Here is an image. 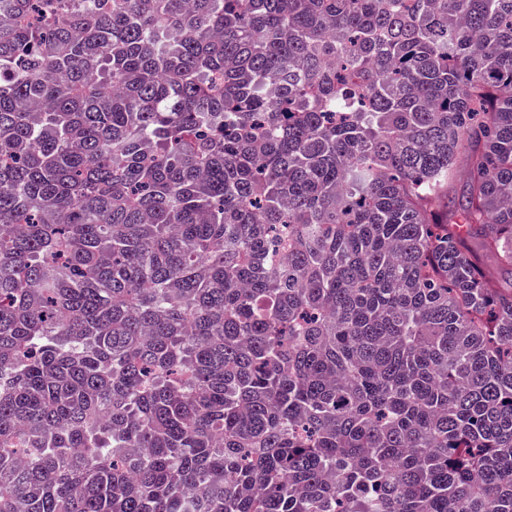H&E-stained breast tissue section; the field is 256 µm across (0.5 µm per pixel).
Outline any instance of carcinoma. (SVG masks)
I'll return each instance as SVG.
<instances>
[{
  "label": "carcinoma",
  "instance_id": "cac0c4a2",
  "mask_svg": "<svg viewBox=\"0 0 512 512\" xmlns=\"http://www.w3.org/2000/svg\"><path fill=\"white\" fill-rule=\"evenodd\" d=\"M470 238L512 0H0V512H512Z\"/></svg>",
  "mask_w": 512,
  "mask_h": 512
}]
</instances>
